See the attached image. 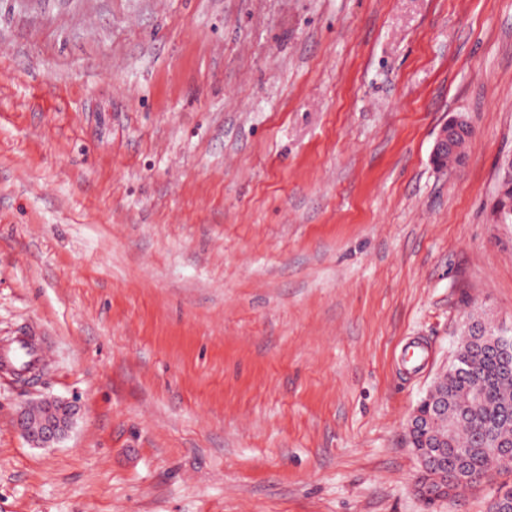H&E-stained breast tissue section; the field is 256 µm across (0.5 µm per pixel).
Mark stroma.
<instances>
[{"label": "stroma", "mask_w": 512, "mask_h": 512, "mask_svg": "<svg viewBox=\"0 0 512 512\" xmlns=\"http://www.w3.org/2000/svg\"><path fill=\"white\" fill-rule=\"evenodd\" d=\"M510 156L512 0H0V346L46 352L0 512H488L512 471L424 503L407 420L512 336ZM473 128L461 118H451L445 122L439 129L431 157L436 159H448V165L462 166L466 161V148L473 138ZM77 413L73 401L45 396L22 407L17 415V428L31 446L47 448L69 432Z\"/></svg>", "instance_id": "1"}]
</instances>
